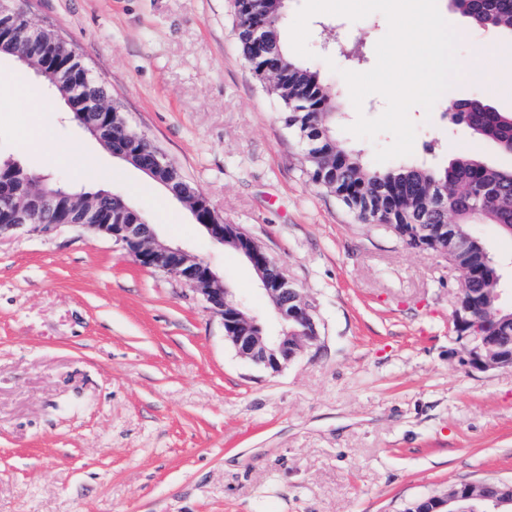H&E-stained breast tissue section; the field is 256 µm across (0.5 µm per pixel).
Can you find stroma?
Returning a JSON list of instances; mask_svg holds the SVG:
<instances>
[{
  "label": "stroma",
  "instance_id": "1",
  "mask_svg": "<svg viewBox=\"0 0 512 512\" xmlns=\"http://www.w3.org/2000/svg\"><path fill=\"white\" fill-rule=\"evenodd\" d=\"M102 80L130 131L174 162L224 223L273 256L316 305L321 348L270 373L240 358L219 316L111 238L62 225L0 236V512H402L448 486L512 481V369L473 370L449 330L459 289L445 258L358 223L303 165L301 144L242 57L230 0H26ZM465 75L417 125L408 162L446 166L471 151L512 168L446 113L464 97L512 112L480 76L494 32L469 26ZM388 29L374 13L318 14V43L364 60L314 58L348 122L344 69L370 70ZM0 69V155L76 188L125 194L223 274L236 297L266 301L252 270L211 241L189 209L73 121L45 112L44 83ZM42 148H26L35 121ZM71 149L69 163L52 155ZM92 162L111 181L85 179Z\"/></svg>",
  "mask_w": 512,
  "mask_h": 512
}]
</instances>
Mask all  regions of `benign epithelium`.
<instances>
[{"mask_svg": "<svg viewBox=\"0 0 512 512\" xmlns=\"http://www.w3.org/2000/svg\"><path fill=\"white\" fill-rule=\"evenodd\" d=\"M78 106L83 111L74 113V118L82 128L93 131L103 123H110L121 131L130 145L145 140L144 136L128 130L120 113L101 111L102 103L98 100L80 98ZM140 169L165 186L168 182L160 179L164 171H169L174 179L182 176L179 168L157 150L151 162L140 166ZM176 199L190 207L194 219L200 220V226L213 242L233 248L246 260L256 275L259 289L271 303L280 325L277 334L266 333L260 317L234 297L224 277L207 261L185 247L160 242L155 225L128 224L122 218L123 207L105 212L94 197L84 194L66 196L64 206L68 210V224L112 238L126 248L140 266L168 274L199 294L207 309L222 318L226 338L240 357L278 373L302 353L318 347L320 336L316 307L288 278L281 265L238 226L225 225L216 216H208L206 205L203 204L204 197L192 187L184 186L176 194ZM54 205V196L1 187L0 215L4 223L0 225V236L26 226L44 232L51 230L54 225L43 224L41 219L43 211ZM456 216L457 211L450 207L448 223L426 229L435 253L448 260V271L460 282L450 330L462 344L467 362L473 369L486 372L512 368V347L497 336L486 335L481 325L473 320V312L480 309L484 318L493 322L499 332H512V313L504 316L499 309L490 312L475 294L467 291L470 273L459 259L465 245L456 239L451 225ZM290 322L303 325L304 331L296 336L291 335L288 330ZM500 485L499 496H489L488 481L482 480L460 487L452 485L442 495L421 497V502L430 505L428 512H512V483L502 481Z\"/></svg>", "mask_w": 512, "mask_h": 512, "instance_id": "obj_1", "label": "benign epithelium"}]
</instances>
